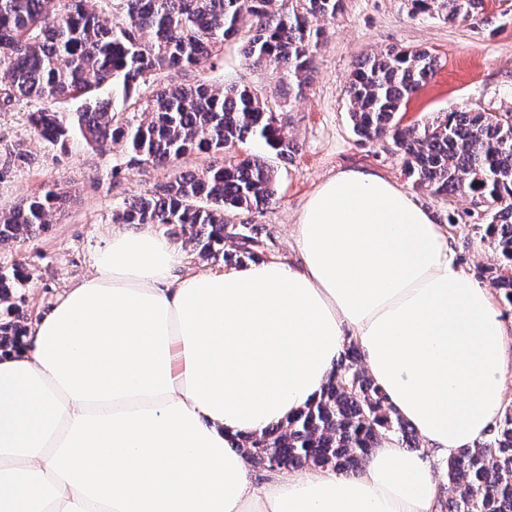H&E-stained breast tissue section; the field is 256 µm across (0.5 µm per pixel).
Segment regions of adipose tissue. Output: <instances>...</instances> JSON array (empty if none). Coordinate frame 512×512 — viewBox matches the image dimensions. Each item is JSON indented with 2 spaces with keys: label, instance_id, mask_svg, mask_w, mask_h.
Listing matches in <instances>:
<instances>
[{
  "label": "adipose tissue",
  "instance_id": "adipose-tissue-1",
  "mask_svg": "<svg viewBox=\"0 0 512 512\" xmlns=\"http://www.w3.org/2000/svg\"><path fill=\"white\" fill-rule=\"evenodd\" d=\"M299 260L186 270L145 224L0 351V512H437L433 469L390 438L344 475L257 474L234 437L317 401L346 341L437 455L504 408L508 333L443 225L348 168L293 226Z\"/></svg>",
  "mask_w": 512,
  "mask_h": 512
}]
</instances>
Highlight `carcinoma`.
Instances as JSON below:
<instances>
[{
    "mask_svg": "<svg viewBox=\"0 0 512 512\" xmlns=\"http://www.w3.org/2000/svg\"><path fill=\"white\" fill-rule=\"evenodd\" d=\"M100 0H0V84L3 102L82 99L66 114L49 108L30 113L37 137L65 146L73 134L99 148L122 145L131 162L169 167L168 181L124 205L121 224H159L189 233L187 243L203 259L227 265L256 261L265 253L248 225L229 224L224 213L248 215L273 202L276 170L270 157L298 150L288 139L267 98L246 87H156L164 70L205 66L224 42L238 39L252 64L288 78L300 95L315 68L324 23L336 18L342 0H110L122 15L112 24L100 16ZM416 14L445 10L448 21L471 20L491 28L497 18L483 0H411ZM436 57L425 49L389 48L369 56L353 72L347 89L357 136L390 137L403 154L404 170L435 196L466 195L485 212L474 225L496 264L483 271L490 288L512 306V112H448L423 127L402 128V104L434 76ZM122 87L144 98L147 117H119L100 97L104 86ZM265 154L242 155L246 140ZM192 155L212 157L205 167L181 166ZM61 193L50 189L0 213V244L22 243L50 223ZM236 242L232 251L225 241ZM19 271L0 269V301L20 284ZM25 328L0 323V349L23 345ZM361 351L351 343L320 399L284 424L246 435L238 447L261 469L331 468L358 471L381 440L392 436L417 450L416 432L394 412L386 395L359 367ZM446 499L441 512H505L512 508V404L473 448L448 456Z\"/></svg>",
    "mask_w": 512,
    "mask_h": 512,
    "instance_id": "1",
    "label": "carcinoma"
}]
</instances>
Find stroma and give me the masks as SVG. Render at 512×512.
<instances>
[{
  "label": "stroma",
  "instance_id": "stroma-1",
  "mask_svg": "<svg viewBox=\"0 0 512 512\" xmlns=\"http://www.w3.org/2000/svg\"><path fill=\"white\" fill-rule=\"evenodd\" d=\"M487 14L497 16L496 31L466 21L448 23L443 13L416 15L410 0H343L336 18L325 25L316 53V67L302 96H290L275 73L252 65L236 42L226 43L213 65L195 70H167L158 84L247 85L267 97L298 151L274 160L275 200L248 217L230 212L237 224L248 220L267 244L266 259L293 256L292 226L309 194L326 177L358 167L390 177L447 225L459 261L473 277L493 264L487 244L472 228L473 206L465 196H435L418 187L404 172L403 158L393 140L359 138L349 116L346 90L363 57L390 47L423 48L438 60L429 83L403 107L401 126L423 125L437 115L461 108L512 110V0H484ZM39 100L19 101L0 108V212L27 196L49 188L66 191L63 207L47 227L20 244L0 245V268L17 267L27 279L0 319L33 324L70 283L91 271L95 248L112 229V213L134 196L165 181L168 169L130 165L122 146L98 149L75 137L66 146L40 140L28 123ZM29 158L11 160L15 145Z\"/></svg>",
  "mask_w": 512,
  "mask_h": 512
}]
</instances>
